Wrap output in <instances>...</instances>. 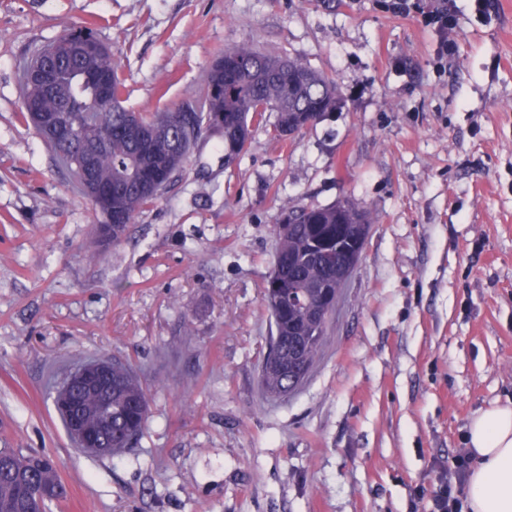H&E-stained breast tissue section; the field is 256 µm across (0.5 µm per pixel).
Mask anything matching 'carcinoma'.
I'll use <instances>...</instances> for the list:
<instances>
[{"mask_svg":"<svg viewBox=\"0 0 512 512\" xmlns=\"http://www.w3.org/2000/svg\"><path fill=\"white\" fill-rule=\"evenodd\" d=\"M222 68L208 71L207 90L200 100L155 114L128 111L122 105L124 83L119 62L108 49L90 54L71 71L56 93H31L23 102L27 116L35 112H64L79 121L78 137L88 144L112 134L108 146L94 154L99 181L112 184V209L91 203L99 224L133 223L157 196L150 190L153 175L176 179L186 169L194 142L174 145L179 133L207 125L224 140V165L234 164L250 143L252 128L275 113L280 138L322 121L336 111L340 95L335 81L307 62L263 53L249 45L224 50ZM94 72L111 83L112 109L104 110L82 75ZM275 229L278 269L268 281L266 297L281 341L271 345L262 366L261 384L271 397L295 390L317 359L334 309L336 274L348 261L336 252V225L349 233L372 227L368 211L348 200L319 208L286 203ZM122 375L112 388V436L140 435L149 416V397L133 369L115 363ZM87 421L96 424L103 402L96 393L82 396ZM59 484L56 464L46 455L0 448V507L28 512L29 498L43 489L41 475Z\"/></svg>","mask_w":512,"mask_h":512,"instance_id":"carcinoma-1","label":"carcinoma"}]
</instances>
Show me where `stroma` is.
Listing matches in <instances>:
<instances>
[{"instance_id":"stroma-1","label":"stroma","mask_w":512,"mask_h":512,"mask_svg":"<svg viewBox=\"0 0 512 512\" xmlns=\"http://www.w3.org/2000/svg\"><path fill=\"white\" fill-rule=\"evenodd\" d=\"M389 0H0V448L50 456L49 512H409L452 469L480 410L512 401V0H455L437 34ZM87 27L125 105L202 96L249 44L333 78L341 107L279 139L274 115L225 166L185 171L98 258L87 197L22 116L24 63ZM349 198L372 229L295 391L259 385L283 203ZM94 358L150 398L131 452L76 448L53 389ZM422 22L424 25L432 26L438 31L441 38L439 52L441 56L446 52L448 55V40H454L458 28L457 16L452 4L445 2L444 6L425 12L422 16Z\"/></svg>"}]
</instances>
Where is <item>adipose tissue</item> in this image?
Returning <instances> with one entry per match:
<instances>
[{
  "instance_id": "ef3b65f1",
  "label": "adipose tissue",
  "mask_w": 512,
  "mask_h": 512,
  "mask_svg": "<svg viewBox=\"0 0 512 512\" xmlns=\"http://www.w3.org/2000/svg\"><path fill=\"white\" fill-rule=\"evenodd\" d=\"M467 443L473 464L466 512H512V404L477 414L469 424Z\"/></svg>"
}]
</instances>
